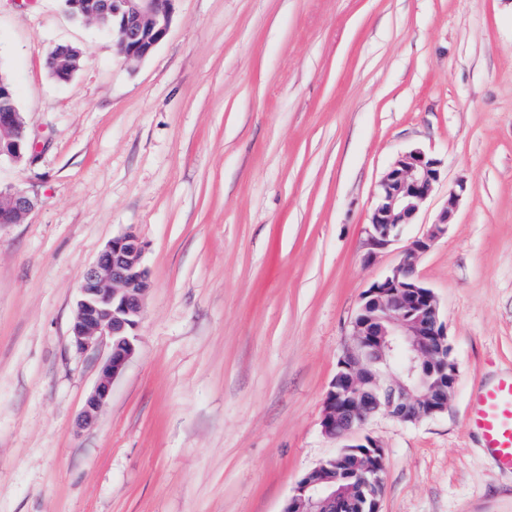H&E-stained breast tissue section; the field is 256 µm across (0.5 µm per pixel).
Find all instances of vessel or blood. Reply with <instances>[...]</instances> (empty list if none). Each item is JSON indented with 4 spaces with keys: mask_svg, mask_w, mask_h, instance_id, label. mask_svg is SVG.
<instances>
[{
    "mask_svg": "<svg viewBox=\"0 0 512 512\" xmlns=\"http://www.w3.org/2000/svg\"><path fill=\"white\" fill-rule=\"evenodd\" d=\"M467 425L480 435L497 465L512 472V376L475 395Z\"/></svg>",
    "mask_w": 512,
    "mask_h": 512,
    "instance_id": "vessel-or-blood-1",
    "label": "vessel or blood"
}]
</instances>
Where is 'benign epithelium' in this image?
<instances>
[{"label": "benign epithelium", "mask_w": 512, "mask_h": 512, "mask_svg": "<svg viewBox=\"0 0 512 512\" xmlns=\"http://www.w3.org/2000/svg\"><path fill=\"white\" fill-rule=\"evenodd\" d=\"M175 0H73L85 20H112L114 42L129 59H142L166 37ZM35 139L25 130L11 83L0 77V161L31 168ZM442 177V162L415 148L400 155L378 185L368 225V245L381 249L413 222ZM460 180L448 191L437 223L411 240L401 261L362 294L350 326V342L339 358L324 399L321 426L336 439L350 438L378 415L417 422L448 409L457 366H448V325L435 294L416 272L418 259L453 223L466 191ZM35 201L21 188H0V224H18ZM147 246L132 230L107 243L85 271L71 326L80 352L108 347L94 389L85 400L80 426L93 424L112 384L135 353L134 330L150 288L144 266ZM403 357L391 368L394 350ZM385 452L369 436L344 446L295 484L283 512H352L361 494L367 512H379L385 480Z\"/></svg>", "instance_id": "benign-epithelium-1"}]
</instances>
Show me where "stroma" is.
I'll list each match as a JSON object with an SVG mask.
<instances>
[{"label":"stroma","instance_id":"35a3bbf8","mask_svg":"<svg viewBox=\"0 0 512 512\" xmlns=\"http://www.w3.org/2000/svg\"><path fill=\"white\" fill-rule=\"evenodd\" d=\"M82 52L65 84L47 56ZM0 75L40 142L0 186V512H283L336 454L321 426L362 291L436 222L420 259L458 381L448 410L365 427L379 512H512V472L465 427L512 374V0H176L145 58L61 0H0ZM443 176L387 247L367 227L391 164ZM151 287L135 354L94 425L77 418L107 348L77 351L84 271L126 230ZM35 201L21 188H0V224H18L34 207Z\"/></svg>","mask_w":512,"mask_h":512}]
</instances>
